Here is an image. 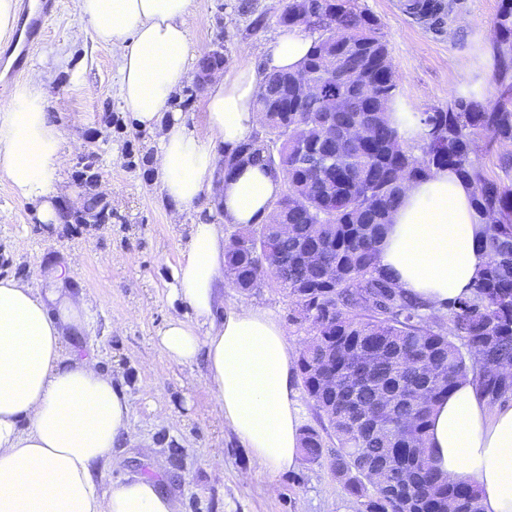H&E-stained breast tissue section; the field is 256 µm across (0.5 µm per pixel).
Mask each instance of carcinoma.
I'll return each instance as SVG.
<instances>
[{
  "label": "carcinoma",
  "instance_id": "carcinoma-1",
  "mask_svg": "<svg viewBox=\"0 0 512 512\" xmlns=\"http://www.w3.org/2000/svg\"><path fill=\"white\" fill-rule=\"evenodd\" d=\"M411 14L444 18L439 0H409ZM330 21L335 40L311 24ZM283 25L318 33L295 71L265 76L258 110L266 139L242 143L234 154L268 170L285 164L280 223L239 227L224 251L232 286L271 284L294 302L291 321L307 326L300 354L302 385L336 439L330 467L364 512H483L472 481H451L429 463L430 416L460 383L495 404L512 397V186L488 176L475 147L489 138L512 144V0H499L493 45L501 94L484 103L458 96L447 108L420 113L426 131L405 143L386 116L398 78L376 16L357 0H288ZM315 81L320 97L301 100L299 81ZM360 82L373 84L369 99ZM350 98L331 112L328 101ZM367 125L366 141L346 132ZM449 168L472 188L483 217L481 248L488 261L470 295L448 302V326L404 295L382 271L378 255L392 208L406 185ZM311 246L318 260H305ZM320 431L302 430L301 450L320 459Z\"/></svg>",
  "mask_w": 512,
  "mask_h": 512
}]
</instances>
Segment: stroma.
Returning a JSON list of instances; mask_svg holds the SVG:
<instances>
[{"mask_svg":"<svg viewBox=\"0 0 512 512\" xmlns=\"http://www.w3.org/2000/svg\"><path fill=\"white\" fill-rule=\"evenodd\" d=\"M405 2L358 0L381 23L400 98L424 112L471 93L477 39L493 36L499 0H445L449 9L438 27L402 12ZM280 7L281 0H196L186 20L190 46L221 48L228 73L245 64L261 67ZM80 25L74 0H58L28 66L42 72L48 110L65 137L59 202L86 195L78 161L93 139L95 191L112 217L104 224H42L37 202L17 198L0 180V278L49 288L52 272L62 267L66 291L84 300L83 326L64 327V349L95 354L134 409L130 437L114 450L119 464L107 467L101 488L149 476L175 499L178 512H357L328 458L301 457L293 469L270 475L217 421L203 364L178 363L155 345L165 322L187 312L171 295L173 268L197 215L171 219L154 171L160 132L133 122L119 97L117 51L89 36L73 40ZM78 82L92 86L93 95L77 93ZM222 301L228 310L259 305L302 346L306 333L290 321L294 303L286 293L227 284Z\"/></svg>","mask_w":512,"mask_h":512,"instance_id":"obj_1","label":"stroma"}]
</instances>
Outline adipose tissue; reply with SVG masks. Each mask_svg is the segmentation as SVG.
<instances>
[{
    "label": "adipose tissue",
    "mask_w": 512,
    "mask_h": 512,
    "mask_svg": "<svg viewBox=\"0 0 512 512\" xmlns=\"http://www.w3.org/2000/svg\"><path fill=\"white\" fill-rule=\"evenodd\" d=\"M75 9L97 43L118 51L120 98L136 124L163 129L155 175L172 217L189 210L198 216L171 290L190 313L169 319L155 342L179 363L204 361L225 429L270 474L290 470L300 450L294 349L260 307L220 310L222 225L269 222L281 182L256 164L227 178L219 167L223 151L259 125L264 72L297 69L314 39L300 26L281 29L263 71L243 66L214 80L200 131L169 110L195 57L185 25L194 0H75ZM47 107L36 72L0 98V179L19 198L38 202L41 223L57 224L65 139ZM213 200L223 221L213 216ZM482 228L469 186L440 170L404 190L380 265L407 296L443 313L487 262ZM81 310L57 289L0 279V512H176L151 479L99 486L100 468L127 438L133 409L96 357L65 355L61 327L79 324ZM428 446L435 469L476 483L483 512H512V405L489 404L463 381L433 412Z\"/></svg>",
    "instance_id": "obj_1"
}]
</instances>
